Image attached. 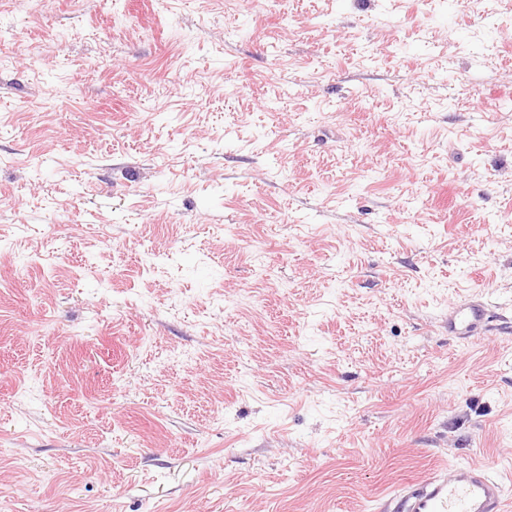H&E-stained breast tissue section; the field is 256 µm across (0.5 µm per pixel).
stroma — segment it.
I'll list each match as a JSON object with an SVG mask.
<instances>
[{"label":"stroma","instance_id":"1","mask_svg":"<svg viewBox=\"0 0 512 512\" xmlns=\"http://www.w3.org/2000/svg\"><path fill=\"white\" fill-rule=\"evenodd\" d=\"M0 35V512L512 491V0H0ZM487 321L488 311L482 302L458 303L448 311V333L461 338L473 336ZM388 502L390 512H505L503 481L479 464L436 465Z\"/></svg>","mask_w":512,"mask_h":512}]
</instances>
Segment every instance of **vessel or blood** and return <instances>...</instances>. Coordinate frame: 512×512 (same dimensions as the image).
I'll return each instance as SVG.
<instances>
[{
  "label": "vessel or blood",
  "mask_w": 512,
  "mask_h": 512,
  "mask_svg": "<svg viewBox=\"0 0 512 512\" xmlns=\"http://www.w3.org/2000/svg\"><path fill=\"white\" fill-rule=\"evenodd\" d=\"M487 320L483 303H459L448 312V332L466 338ZM388 507L390 512H505L504 484L479 464H441L424 479L392 494Z\"/></svg>",
  "instance_id": "b4317fda"
}]
</instances>
